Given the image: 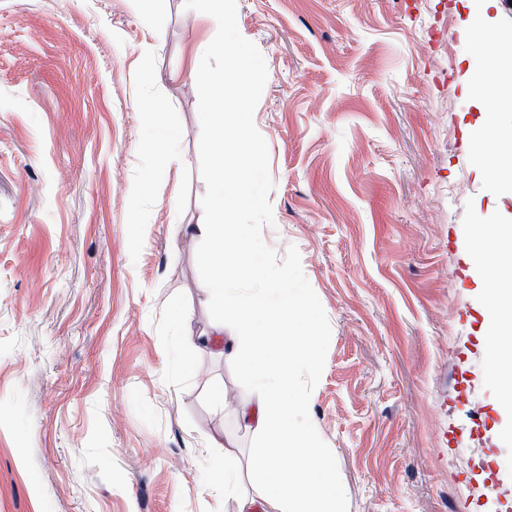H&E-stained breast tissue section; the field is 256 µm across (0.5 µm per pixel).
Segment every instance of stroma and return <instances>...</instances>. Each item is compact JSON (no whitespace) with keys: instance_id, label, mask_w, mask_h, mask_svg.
Masks as SVG:
<instances>
[{"instance_id":"stroma-1","label":"stroma","mask_w":512,"mask_h":512,"mask_svg":"<svg viewBox=\"0 0 512 512\" xmlns=\"http://www.w3.org/2000/svg\"><path fill=\"white\" fill-rule=\"evenodd\" d=\"M236 3L268 71L262 236L297 247L331 327L309 414L344 512H512L471 260L512 188L468 146L490 65L471 0ZM216 32L184 0H0V512H224L214 472L264 443L236 412L246 359L199 343L219 312L191 235L214 179L194 77ZM153 99L184 131L159 179Z\"/></svg>"}]
</instances>
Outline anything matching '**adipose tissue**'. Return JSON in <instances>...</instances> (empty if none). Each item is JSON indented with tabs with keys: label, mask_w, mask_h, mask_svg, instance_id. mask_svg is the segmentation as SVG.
<instances>
[{
	"label": "adipose tissue",
	"mask_w": 512,
	"mask_h": 512,
	"mask_svg": "<svg viewBox=\"0 0 512 512\" xmlns=\"http://www.w3.org/2000/svg\"><path fill=\"white\" fill-rule=\"evenodd\" d=\"M486 84L488 108L480 120L483 133L472 145L475 162L480 166L512 151V127L504 123L498 110L501 100L512 97V83L491 75ZM198 90L206 103L202 120L214 132L216 185L211 220L197 225L196 232L209 242L202 261L211 271L214 292L230 318L229 324L237 329L236 336L228 338L224 335L225 324L216 323L206 342L221 345L224 356L230 359L247 354L253 393L240 402L238 414L267 439L251 463L250 491L239 488L237 474L231 470L215 474L214 486L233 497L235 512H339L335 464L321 451L316 428L292 421L287 397L295 384L298 355L313 356L317 338L308 332L292 331V306L287 300H280L273 307L262 296H244L233 284L236 275L249 269L250 261L243 250L225 251V241L237 235L228 219L236 206L256 204L254 176L251 168L240 165L232 183L223 179L224 168L231 159L224 152L223 127L227 118L221 110L223 73L199 68ZM492 254L497 257V265L485 280L495 292L505 271L512 269V252L499 249L497 237L489 232L473 239L471 257L477 266H484ZM274 336L288 337L289 342L271 348L270 339Z\"/></svg>",
	"instance_id": "ef3b65f1"
}]
</instances>
